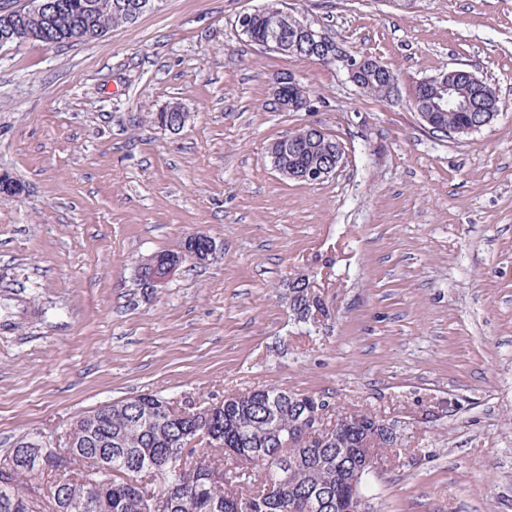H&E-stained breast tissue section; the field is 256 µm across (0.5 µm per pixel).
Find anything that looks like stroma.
Instances as JSON below:
<instances>
[{
  "label": "stroma",
  "mask_w": 512,
  "mask_h": 512,
  "mask_svg": "<svg viewBox=\"0 0 512 512\" xmlns=\"http://www.w3.org/2000/svg\"><path fill=\"white\" fill-rule=\"evenodd\" d=\"M265 0H158L78 45L0 48V454L152 392L217 403L276 387L404 427L369 512H512V0H284L345 52L261 49L238 19ZM369 56L388 98L348 77ZM466 68L501 110L444 135L416 85ZM293 74L307 109L278 110ZM180 106L182 130L154 121ZM314 125L345 158L284 178L268 148ZM216 248L152 288L141 260ZM309 275L330 318L298 322ZM299 281H296L295 278L288 281V303L289 308L293 312L294 316L298 319L299 322H306L311 319V316L315 313L316 306L319 305L320 309H324L323 306H320V303L317 301L312 303L310 301L307 292H304V287L309 293V296L313 299H320L326 308H329L320 295L318 291L313 286V282L310 280L308 275H301L296 277ZM304 286L302 287L301 286ZM316 316H324L319 311H316Z\"/></svg>",
  "instance_id": "35a3bbf8"
}]
</instances>
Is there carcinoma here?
<instances>
[{
    "label": "carcinoma",
    "mask_w": 512,
    "mask_h": 512,
    "mask_svg": "<svg viewBox=\"0 0 512 512\" xmlns=\"http://www.w3.org/2000/svg\"><path fill=\"white\" fill-rule=\"evenodd\" d=\"M119 0H56L49 18L50 39L56 44H79L106 35L114 26L134 18L117 9ZM273 30L293 40L291 18H252L246 36L256 43ZM453 84L457 93L474 103L475 111L438 110L428 107L427 125L438 132L457 136L471 133L500 100L486 95L488 82L474 81L459 74ZM364 92L387 97L394 92L382 78L361 84ZM185 112H158L161 126L184 125ZM282 152L272 144L270 152L281 153L277 165L294 171L321 169L336 157L339 142L307 128ZM288 303L300 322L311 319L316 304L310 301L301 283L288 281ZM305 394L276 387L253 389L246 396L224 405L204 417L167 421L171 403L151 393L112 404V410L98 412L95 430L84 427V416L73 423V447L65 461L64 476L70 481L67 500H55L53 491H44L38 478L56 477L52 459L37 469L19 465L12 480L27 489L28 495L15 498L1 483L0 512H151L150 485L133 480L136 473L155 464L165 468V486L170 492L171 512H345L342 502L351 496L352 465L364 449L365 439L378 435L380 449L402 446L380 428L381 420L369 412H356L333 433V443L320 446L301 423L300 407ZM198 454L208 461L197 472L181 468L183 453ZM104 454L112 469L131 479L106 480L89 473V461ZM276 491L266 494L269 483Z\"/></svg>",
    "instance_id": "cac0c4a2"
}]
</instances>
